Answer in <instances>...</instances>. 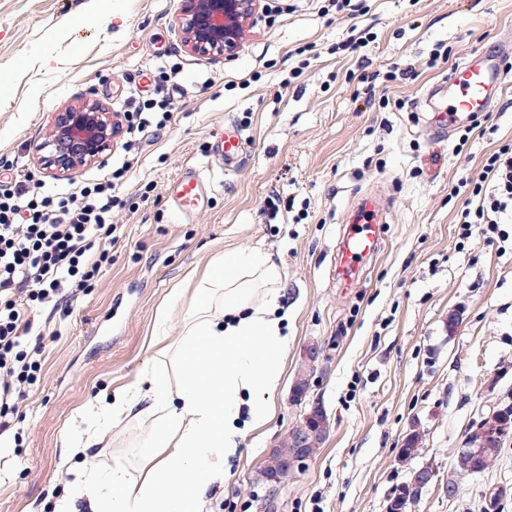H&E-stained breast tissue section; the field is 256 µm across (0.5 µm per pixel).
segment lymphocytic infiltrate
Here are the masks:
<instances>
[{
	"instance_id": "obj_1",
	"label": "lymphocytic infiltrate",
	"mask_w": 512,
	"mask_h": 512,
	"mask_svg": "<svg viewBox=\"0 0 512 512\" xmlns=\"http://www.w3.org/2000/svg\"><path fill=\"white\" fill-rule=\"evenodd\" d=\"M169 96L148 101L129 97L126 148L171 119ZM117 167L82 185L55 191L32 178L0 181V431L10 428L27 388L41 365L27 350L26 337L43 343L45 334L29 313L35 305L62 304L91 287L112 262L118 226L112 211L118 200ZM462 198L456 214L460 239L474 231L500 235L512 220V146L486 153L477 177L460 178L451 191Z\"/></svg>"
}]
</instances>
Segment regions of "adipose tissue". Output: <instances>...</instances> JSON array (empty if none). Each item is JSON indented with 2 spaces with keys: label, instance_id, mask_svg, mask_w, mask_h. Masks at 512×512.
I'll return each mask as SVG.
<instances>
[{
  "label": "adipose tissue",
  "instance_id": "ef3b65f1",
  "mask_svg": "<svg viewBox=\"0 0 512 512\" xmlns=\"http://www.w3.org/2000/svg\"><path fill=\"white\" fill-rule=\"evenodd\" d=\"M282 282L272 256L254 248L210 265L178 336L156 337L149 373L114 388L103 408L116 424L142 409L146 451L134 473L116 465L101 478L80 465L91 512H199L207 490L225 484L246 433L275 416L292 342Z\"/></svg>",
  "mask_w": 512,
  "mask_h": 512
}]
</instances>
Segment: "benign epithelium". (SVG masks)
<instances>
[{
  "mask_svg": "<svg viewBox=\"0 0 512 512\" xmlns=\"http://www.w3.org/2000/svg\"><path fill=\"white\" fill-rule=\"evenodd\" d=\"M261 7V0H179V30L183 45L194 54L209 56L233 55L239 48L248 21ZM122 115L110 111L95 93H88L84 102L67 106L53 113L49 132L37 146L38 161L50 173L70 175L82 167L100 163L112 152L121 136ZM321 355L316 343L307 344L301 354L291 400L300 402L305 397L309 378ZM331 429L326 414L319 406L312 407L289 428L283 445L292 449L288 456L273 449L263 474L270 481L279 482L288 474L300 470L311 458L315 448L322 447ZM512 435V419L498 410L484 418L456 449L455 459L461 462L492 442H501ZM437 482L436 471L423 467L411 474L400 490L401 510H406L422 490Z\"/></svg>",
  "mask_w": 512,
  "mask_h": 512,
  "instance_id": "7a95c632",
  "label": "benign epithelium"
}]
</instances>
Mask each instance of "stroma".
I'll use <instances>...</instances> for the list:
<instances>
[{
  "instance_id": "1",
  "label": "stroma",
  "mask_w": 512,
  "mask_h": 512,
  "mask_svg": "<svg viewBox=\"0 0 512 512\" xmlns=\"http://www.w3.org/2000/svg\"><path fill=\"white\" fill-rule=\"evenodd\" d=\"M266 2L237 55L209 60L183 49L178 0H0L2 176L30 173L66 187L68 178L49 175L33 153L52 113L91 89L120 112L130 89L148 96L156 75L174 76L170 122L136 153L113 147L104 163L77 174L87 180L127 165L114 214L123 236L111 265L68 311L33 310L48 335L22 419L0 436V512H53L59 494L73 495L83 512L65 446L81 413L105 433L93 450L97 472L137 468L140 426L100 423L99 406L151 368L160 308L170 306L178 328L210 261L237 247L266 251L281 266L292 343L273 421L244 439L204 512H386L413 469L429 465L447 477L473 426L512 405V250L479 233L460 243V202L449 197L460 177L478 176L486 151L512 143V76L488 114L492 132L471 137L463 151L429 135L422 110L428 86L471 52L494 44L512 58V0H369L352 17L325 13V0ZM355 29L374 42L337 51ZM440 43L448 62L427 67ZM363 62L408 70L389 85L390 107L357 97L349 75ZM297 66L301 76L289 79ZM227 124L242 131L248 152L224 172L212 166L210 146ZM188 164L208 170L216 190L186 222L173 215L167 186ZM274 193L294 208L272 220L263 209ZM372 193L386 200L381 244L345 286L335 273L344 225ZM453 309L462 318L452 330ZM312 341L322 347L320 364L296 404L294 374ZM315 405L331 423L322 448L283 482L262 479L271 449ZM415 428L422 444L400 461ZM459 484L453 498L430 486L408 512H485L489 492L512 485V437L489 469Z\"/></svg>"
}]
</instances>
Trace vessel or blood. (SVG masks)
Masks as SVG:
<instances>
[{
  "label": "vessel or blood",
  "mask_w": 512,
  "mask_h": 512,
  "mask_svg": "<svg viewBox=\"0 0 512 512\" xmlns=\"http://www.w3.org/2000/svg\"><path fill=\"white\" fill-rule=\"evenodd\" d=\"M506 70L495 50L481 48L428 87L423 98V126L430 135L451 137L459 127L493 110L499 100ZM247 142L235 126H225L216 137L212 160L220 169L236 164ZM214 190L211 179L198 167L187 166L170 182L168 200L174 214L192 219ZM336 267L341 275L354 272L378 249L384 210L373 198L363 199L348 217Z\"/></svg>",
  "instance_id": "b4317fda"
}]
</instances>
